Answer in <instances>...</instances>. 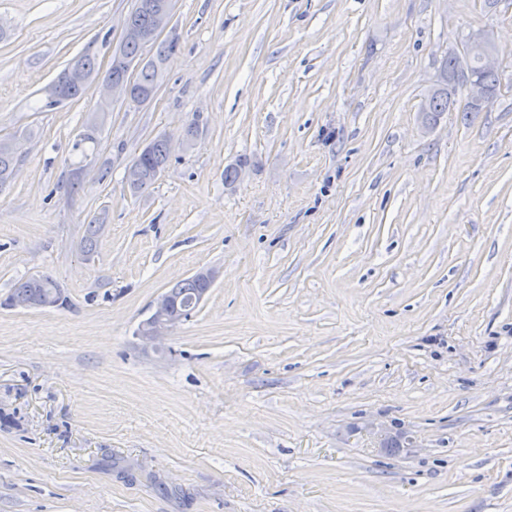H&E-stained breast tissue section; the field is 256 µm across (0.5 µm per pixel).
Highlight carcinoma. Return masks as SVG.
I'll use <instances>...</instances> for the list:
<instances>
[{
  "label": "carcinoma",
  "instance_id": "cac0c4a2",
  "mask_svg": "<svg viewBox=\"0 0 512 512\" xmlns=\"http://www.w3.org/2000/svg\"><path fill=\"white\" fill-rule=\"evenodd\" d=\"M166 0H134V5L127 15V22L133 35L121 38L118 50L112 55L105 74H100L96 54L85 50L77 58V62L85 73V81L68 87L61 98L55 96L52 89L46 90L45 98L40 100V108L51 109L64 102L75 101L84 95L87 87L99 80L130 83L136 94H156L163 82L166 66L170 57L175 54L178 39H159L153 33L154 18L157 9ZM471 74L479 78L492 96L500 91V75L498 71L483 69L478 60H473ZM464 87L465 83L458 74L456 59L447 56L442 63L438 83L427 93L429 109L421 113L422 124L433 126L444 112L453 105L448 94V86ZM86 137L75 144L74 150L79 162H84L89 153L94 151L96 144V120L87 122ZM21 145L18 139L0 141V190L10 185L15 179L20 160ZM172 151L164 138L150 142L136 155L125 168L124 179L129 191L134 195L146 192L167 168ZM212 288V281L206 276L196 273L176 283L166 292L172 314L186 318L193 312L192 300L204 291ZM23 299L35 306L62 307L66 304L56 281L47 274L35 275L20 281L8 298V304H15Z\"/></svg>",
  "mask_w": 512,
  "mask_h": 512
}]
</instances>
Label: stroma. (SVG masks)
I'll return each instance as SVG.
<instances>
[{"label":"stroma","mask_w":512,"mask_h":512,"mask_svg":"<svg viewBox=\"0 0 512 512\" xmlns=\"http://www.w3.org/2000/svg\"><path fill=\"white\" fill-rule=\"evenodd\" d=\"M175 2L165 81L113 102L76 179L95 88L33 106L85 49L109 63L133 0H0V140L31 135L0 192V512H512V0ZM477 28L498 96L425 131ZM42 273L67 306H7ZM462 61V59H461ZM469 74L465 63L462 61L460 71L457 69L456 59L448 55L442 63L438 83L435 84L427 93L429 99V109L427 112H421L422 124L424 126H433L441 118L444 112H448L454 101L448 94V85L456 87H465L464 81L458 73ZM167 140L173 150V139ZM167 140H153L126 166L124 179L133 195L146 192L167 168L172 155ZM208 276L214 281V275L211 272ZM210 280L198 272L179 281L165 292L167 298L162 294L154 304L151 316L141 324L137 333V338L142 345L159 351L170 333L194 311V308H190L192 300L199 294L198 304L204 300L207 295L204 291H210L212 288L213 282ZM174 315L181 318H176Z\"/></svg>","instance_id":"1"}]
</instances>
